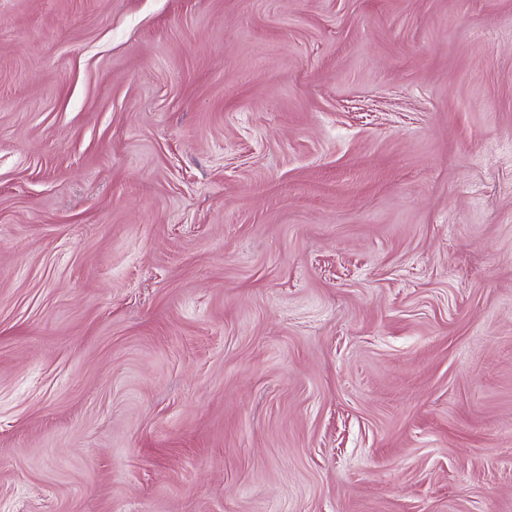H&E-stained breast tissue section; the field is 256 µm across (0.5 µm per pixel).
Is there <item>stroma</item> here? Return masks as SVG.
Masks as SVG:
<instances>
[{
	"label": "stroma",
	"mask_w": 512,
	"mask_h": 512,
	"mask_svg": "<svg viewBox=\"0 0 512 512\" xmlns=\"http://www.w3.org/2000/svg\"><path fill=\"white\" fill-rule=\"evenodd\" d=\"M0 512H512V0H0Z\"/></svg>",
	"instance_id": "obj_1"
}]
</instances>
